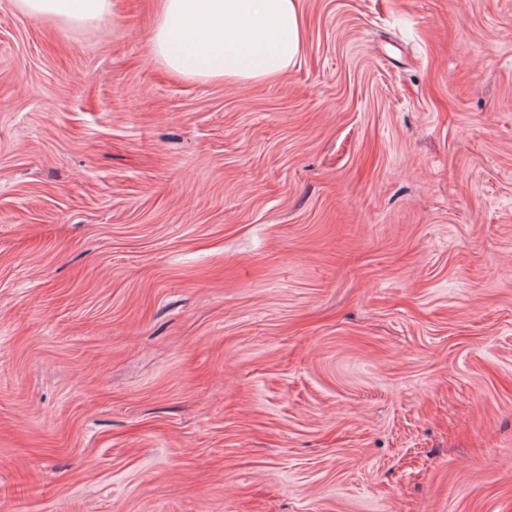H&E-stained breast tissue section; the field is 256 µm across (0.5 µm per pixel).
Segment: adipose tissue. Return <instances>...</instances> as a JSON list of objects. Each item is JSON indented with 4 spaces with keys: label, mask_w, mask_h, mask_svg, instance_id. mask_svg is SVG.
I'll list each match as a JSON object with an SVG mask.
<instances>
[{
    "label": "adipose tissue",
    "mask_w": 512,
    "mask_h": 512,
    "mask_svg": "<svg viewBox=\"0 0 512 512\" xmlns=\"http://www.w3.org/2000/svg\"><path fill=\"white\" fill-rule=\"evenodd\" d=\"M31 17L88 26L112 0H15ZM302 46L300 0H159L154 53L177 75L225 82L280 77Z\"/></svg>",
    "instance_id": "ef3b65f1"
}]
</instances>
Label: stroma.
<instances>
[{
  "label": "stroma",
  "mask_w": 512,
  "mask_h": 512,
  "mask_svg": "<svg viewBox=\"0 0 512 512\" xmlns=\"http://www.w3.org/2000/svg\"><path fill=\"white\" fill-rule=\"evenodd\" d=\"M301 8L236 83L0 0V512H512V0Z\"/></svg>",
  "instance_id": "35a3bbf8"
}]
</instances>
